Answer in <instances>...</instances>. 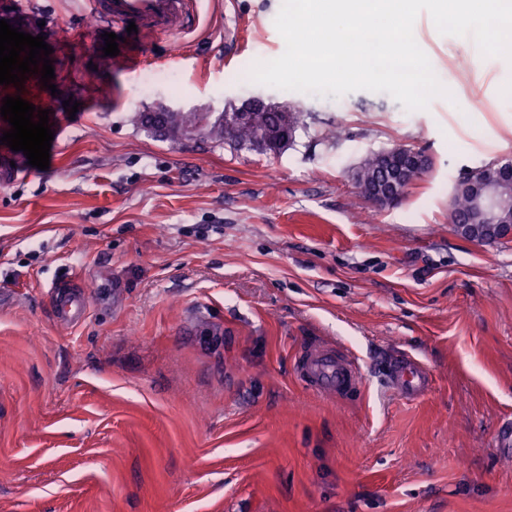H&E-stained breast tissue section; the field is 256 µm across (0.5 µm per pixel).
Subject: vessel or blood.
<instances>
[{"label": "vessel or blood", "instance_id": "vessel-or-blood-1", "mask_svg": "<svg viewBox=\"0 0 512 512\" xmlns=\"http://www.w3.org/2000/svg\"><path fill=\"white\" fill-rule=\"evenodd\" d=\"M94 14L115 24H135L152 35L179 36L194 25L198 0H88ZM56 317L69 323L86 311L82 296L59 292L55 299ZM300 372L307 384L317 393L336 396L358 388L359 370L352 358L341 351L315 348L300 362ZM388 382L405 398L425 394L431 378L420 361L411 356L396 358L390 367Z\"/></svg>", "mask_w": 512, "mask_h": 512}]
</instances>
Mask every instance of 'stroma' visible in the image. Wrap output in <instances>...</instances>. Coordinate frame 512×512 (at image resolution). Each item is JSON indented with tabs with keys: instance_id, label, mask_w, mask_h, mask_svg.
Segmentation results:
<instances>
[{
	"instance_id": "1",
	"label": "stroma",
	"mask_w": 512,
	"mask_h": 512,
	"mask_svg": "<svg viewBox=\"0 0 512 512\" xmlns=\"http://www.w3.org/2000/svg\"><path fill=\"white\" fill-rule=\"evenodd\" d=\"M281 6L199 0L195 30L131 33L114 58L84 0H0L52 47L56 85L20 91L49 112L48 169L0 145V512H512V238L448 222L464 173L512 161V63L423 12L452 98L280 90L250 70L285 50ZM122 55L178 87L143 94ZM253 96L299 117L278 154L139 122ZM402 146L432 167L374 209L350 170ZM61 284L88 295L78 323L55 317ZM313 344L349 351L363 387L309 388ZM402 355L424 396L389 387ZM388 382L393 390L410 399L425 394L429 390L431 378L420 361L407 355L392 362Z\"/></svg>"
}]
</instances>
